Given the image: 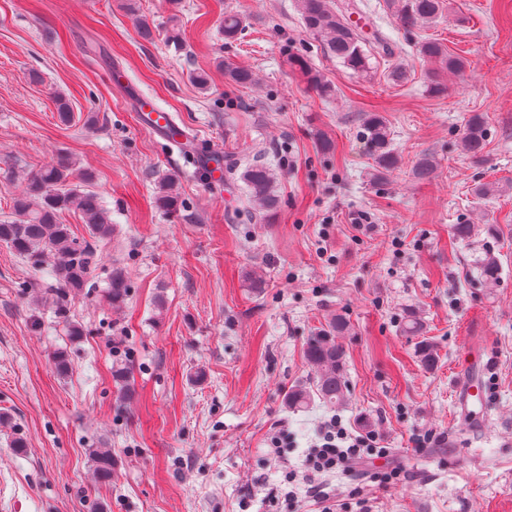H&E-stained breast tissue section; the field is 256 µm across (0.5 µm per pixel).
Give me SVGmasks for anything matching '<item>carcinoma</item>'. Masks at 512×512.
<instances>
[{"label":"carcinoma","instance_id":"carcinoma-1","mask_svg":"<svg viewBox=\"0 0 512 512\" xmlns=\"http://www.w3.org/2000/svg\"><path fill=\"white\" fill-rule=\"evenodd\" d=\"M361 0H299V11L304 28L320 39L327 53L345 68L356 74H366L372 55L390 56L394 53L391 39L373 28L361 13ZM400 25L406 29L429 24L441 16L442 0H386ZM245 30L244 19L235 13L224 14V40L238 39ZM419 55L439 64L451 73L461 74L466 62L459 55L448 51L436 40H427L419 46ZM288 64L300 71L315 91L322 97L332 93V87L320 74L313 71L306 58L291 55ZM228 82L242 88L255 83L254 72L246 67L230 66L219 62ZM362 137L372 159V180L377 182L396 169L401 157L393 147L391 127L385 117L377 112H366L362 118ZM488 127L480 114L471 115L466 121L462 145L473 158L482 156L486 145ZM74 169L70 160L60 157L27 177L22 196L13 200L14 220L0 223V243L13 249L28 264L40 267L52 264L56 280L58 313L67 318V298L77 296L94 287L91 274L98 264L94 246L72 233L69 225L59 221L60 214L76 210L81 214L90 234L98 239L111 237L113 225L98 195L82 191L71 183ZM227 173L239 175L252 204L253 214L268 215L279 205L276 176L269 163L255 156L232 162ZM158 206L175 213L182 207L176 189V179L166 175L158 181L156 191ZM482 284L496 286L500 268L496 259L486 254L474 260ZM130 283L124 268L116 265L108 280L107 296L112 306H121L129 296ZM346 330L341 318L334 319L327 329L311 338L305 348L314 381L311 387H295L285 394L290 409L306 408L318 398L322 402L340 406L344 403L348 384L343 372L344 352L336 343V336ZM96 478L107 482L112 477V454L99 448L93 451Z\"/></svg>","mask_w":512,"mask_h":512}]
</instances>
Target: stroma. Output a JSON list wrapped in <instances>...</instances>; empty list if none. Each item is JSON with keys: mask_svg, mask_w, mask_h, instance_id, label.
<instances>
[{"mask_svg": "<svg viewBox=\"0 0 512 512\" xmlns=\"http://www.w3.org/2000/svg\"><path fill=\"white\" fill-rule=\"evenodd\" d=\"M0 0V221L26 177L70 156L91 175L117 232L99 245L92 288L55 311L50 268H31L0 245V505L6 512H512V0H444L437 23L405 30L364 0L402 52L357 75L303 27L297 0ZM246 29L224 39L225 12ZM146 16L152 40L142 38ZM179 29L182 49L166 41ZM436 39L466 60L447 95L426 87L432 65L417 48ZM292 54L333 87L320 97ZM253 70L236 87L216 57ZM406 82L387 79L391 65ZM207 71L200 91L191 72ZM65 97L72 123L60 121ZM152 97L214 162L265 151L281 204L246 217L242 183L214 189L190 153L143 125ZM379 111L402 162L382 183L358 118ZM482 113V161L465 154L468 117ZM333 148L322 152L321 141ZM433 175L414 179L418 157ZM177 178L182 208L155 203ZM496 184L493 196L474 190ZM470 223L469 242L452 235ZM494 253L496 287H482L475 257ZM131 293L105 294L113 261ZM438 350L424 369L407 310ZM335 315L350 385L346 405L304 412L284 405L309 382L308 337ZM81 327L71 335L70 324ZM492 368L487 427L464 414L458 386L471 344ZM67 367L57 371L54 357ZM133 367L123 396L115 371ZM372 423L384 462L319 476L312 499L306 458L329 420L349 434ZM286 441L277 456L271 440ZM108 448L112 480L95 478L90 449Z\"/></svg>", "mask_w": 512, "mask_h": 512, "instance_id": "1", "label": "stroma"}]
</instances>
